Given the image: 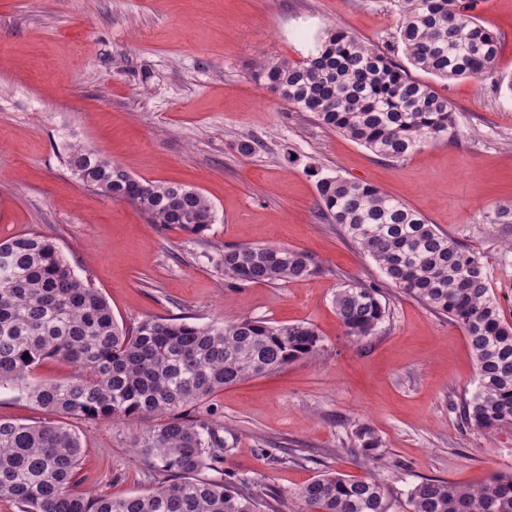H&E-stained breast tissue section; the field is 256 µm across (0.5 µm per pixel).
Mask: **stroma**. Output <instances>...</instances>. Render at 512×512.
I'll return each instance as SVG.
<instances>
[{"label":"stroma","mask_w":512,"mask_h":512,"mask_svg":"<svg viewBox=\"0 0 512 512\" xmlns=\"http://www.w3.org/2000/svg\"><path fill=\"white\" fill-rule=\"evenodd\" d=\"M476 14L501 38L492 75L435 80L458 136L393 164L291 111L254 71L263 59L303 60L336 27L398 48L394 0H0V240L31 231L53 239L127 328L155 317L315 327L317 358L187 408L234 436L225 476L280 492L326 470L363 476L360 425L380 440L391 512H405L426 478L475 485L511 473L512 427L489 434L461 417L476 386L463 330L387 282L323 218L316 189L320 174L366 182L423 215L490 269L512 321V224L493 221L512 207V94L495 86L512 76V0H479ZM74 144L134 177L195 187L212 202L214 224L187 234L85 187L64 164ZM267 244L305 251L317 273L229 286L225 248ZM354 281L382 288L389 307L359 341L333 303ZM154 424L72 421L80 491L150 488L134 445Z\"/></svg>","instance_id":"1"}]
</instances>
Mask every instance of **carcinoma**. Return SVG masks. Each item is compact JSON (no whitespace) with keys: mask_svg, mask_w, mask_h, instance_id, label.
<instances>
[{"mask_svg":"<svg viewBox=\"0 0 512 512\" xmlns=\"http://www.w3.org/2000/svg\"><path fill=\"white\" fill-rule=\"evenodd\" d=\"M394 2L398 43L415 69L447 80L492 70L501 41L474 14L478 0ZM255 77L294 111L313 113L391 163L456 136L447 97L395 55L346 30H328L299 62L262 61ZM65 164L84 186L130 201L152 224L198 235L214 222L212 203L193 187L136 178L80 146L69 148ZM316 188L321 213L396 288L464 331L477 369L476 388L463 404L465 422L485 432L511 426L512 323L480 258L370 184L322 176ZM2 257L0 387L61 420L24 424L0 417L1 499L13 501L19 512H282L281 494L249 478L224 480L219 464L233 443L222 424L180 412L226 386L320 355L321 338L311 324L245 318L199 325L156 317L131 330L116 322L102 293L44 235L0 242ZM222 264L232 286L317 272L308 254L274 245L227 247ZM334 304L347 335L356 339L375 334L388 317L382 289L359 281L339 288ZM50 358L74 365L75 373L64 381L35 380L34 370ZM155 415L165 420L137 443L152 468V488L122 498L76 490L82 446L64 419ZM354 436L364 455L377 460L373 431L360 426ZM289 497L299 512H390L382 481L371 471L353 479L327 470ZM408 506V512H512V474L470 486L425 480L410 490Z\"/></svg>","mask_w":512,"mask_h":512,"instance_id":"cac0c4a2","label":"carcinoma"}]
</instances>
